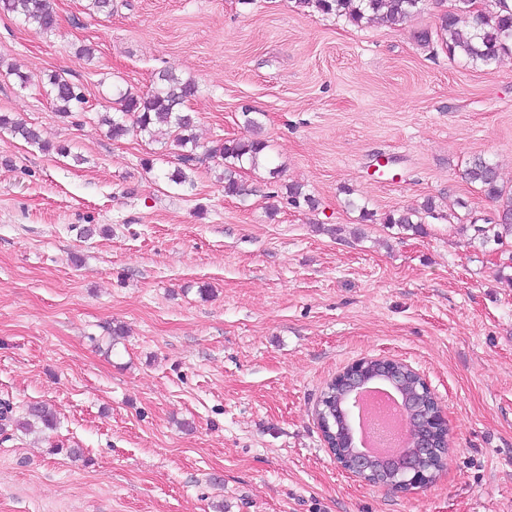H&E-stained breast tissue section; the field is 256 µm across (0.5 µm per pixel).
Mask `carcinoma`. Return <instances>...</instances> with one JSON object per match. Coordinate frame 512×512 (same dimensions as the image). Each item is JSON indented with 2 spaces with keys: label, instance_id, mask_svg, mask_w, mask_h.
Returning <instances> with one entry per match:
<instances>
[{
  "label": "carcinoma",
  "instance_id": "carcinoma-1",
  "mask_svg": "<svg viewBox=\"0 0 512 512\" xmlns=\"http://www.w3.org/2000/svg\"><path fill=\"white\" fill-rule=\"evenodd\" d=\"M423 0H296L302 8H312L324 14L344 16L356 25L363 20H380L389 26H400L421 9ZM458 9L440 15L435 32L424 30L417 36L418 42L426 46L431 37L437 36L446 47L448 56H460L477 67L497 69L506 63L512 54V6L508 0H495L496 8L488 13L467 11L466 0H458ZM0 9L18 15L22 23L36 34H49L57 28V15L50 0H0ZM43 88L58 115L70 118L73 108L83 103V95L77 86L61 73L48 75ZM198 86L194 80L183 78L171 71L158 73L157 87L147 93L138 94L130 90L117 94L114 112L99 116L101 125L115 140L135 135L151 138L158 134L168 136L170 146L176 151L180 166L168 174L167 179L175 185L189 182L187 171L197 160L201 144L196 134V121L186 110V103L195 96ZM0 132L39 146L47 151L50 146L42 142L36 128L15 118L8 112L0 113ZM268 142L261 138L240 140L224 138L205 149V153L221 160L224 167V196L242 198L247 195L239 179V172L249 167H259V158L268 156ZM465 180L480 187L490 199L499 203L495 217L482 225L472 224L475 238L481 243L493 242L504 245L512 241V192L499 184V175L494 164L481 156L472 157L463 171ZM289 204L315 208L316 199L303 191L302 185L288 186ZM348 206L360 212V221L372 224H387L403 232L420 236L426 233L425 218L435 217L436 204L426 199L421 205L402 210H391L380 216L348 201ZM15 425L29 431L39 425L52 430L57 417L52 408L42 402L30 404Z\"/></svg>",
  "mask_w": 512,
  "mask_h": 512
}]
</instances>
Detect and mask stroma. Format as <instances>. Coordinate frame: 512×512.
<instances>
[{"instance_id":"obj_1","label":"stroma","mask_w":512,"mask_h":512,"mask_svg":"<svg viewBox=\"0 0 512 512\" xmlns=\"http://www.w3.org/2000/svg\"><path fill=\"white\" fill-rule=\"evenodd\" d=\"M51 2L48 35L0 13V112L52 146L0 133V400L59 423L0 428V512H512V263L474 239L496 204L462 176L482 155L512 186V62L420 45L455 0L397 27L295 0ZM162 70L198 83L204 144L250 139L241 111L261 113L246 200L213 159L179 187L163 144L99 125ZM54 71L84 94L75 118L45 94ZM429 197L426 235L359 223ZM363 357L411 365L447 413V466L415 491L359 481L322 439L321 392ZM15 425L24 430L30 431L36 425L46 430H52L57 425V417L52 408L42 402L30 404L22 416L14 419Z\"/></svg>"}]
</instances>
